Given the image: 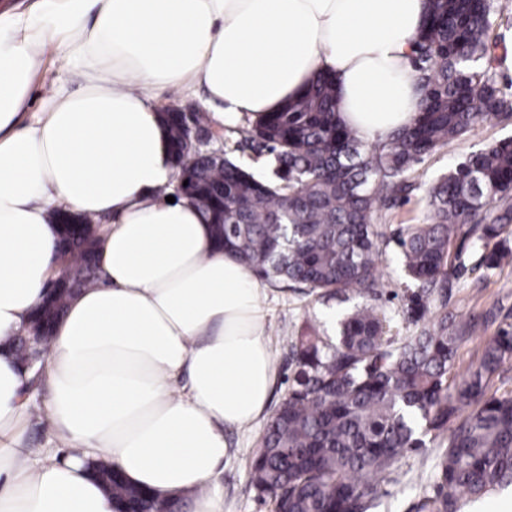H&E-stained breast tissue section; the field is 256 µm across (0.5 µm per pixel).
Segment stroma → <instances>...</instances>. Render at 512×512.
Segmentation results:
<instances>
[{"label":"stroma","mask_w":512,"mask_h":512,"mask_svg":"<svg viewBox=\"0 0 512 512\" xmlns=\"http://www.w3.org/2000/svg\"><path fill=\"white\" fill-rule=\"evenodd\" d=\"M500 14L494 23L489 40L488 57L501 86L512 85V71L502 67L501 60L512 47V0H496ZM245 120L211 122L212 137L205 143L208 151H221L234 162L245 165L256 175H271V156L268 151L244 147L242 134ZM512 135V124L490 119L478 125L465 137L454 141L426 157L414 166L408 181L411 191L396 206L382 209L373 222L381 234L384 251L380 273L386 283L379 299L380 305L399 321L404 333L417 330V323L408 321L407 309L412 290L403 275L397 238L407 224L424 220V197L428 186L467 154L504 136ZM462 266L452 277L442 294L434 295L431 308L447 307L462 319L478 320L479 328L457 352L456 369L465 371L475 361L486 338L512 325V266L484 274L478 267L479 254L470 243L460 246ZM267 336L277 367L272 404H279L287 395L295 366L291 360V338L304 324L316 325L324 334L331 335L335 327L326 319L327 312L337 313L352 309V302H324L309 295L306 290L287 288L283 284L267 282ZM266 419H259L242 428L227 430L232 448L231 457L224 463V512H274L269 498L253 488L250 463L266 427ZM446 447L436 441L427 447L406 452L396 463L393 482L382 485L372 512H421L424 497L433 493V472L437 457Z\"/></svg>","instance_id":"obj_1"}]
</instances>
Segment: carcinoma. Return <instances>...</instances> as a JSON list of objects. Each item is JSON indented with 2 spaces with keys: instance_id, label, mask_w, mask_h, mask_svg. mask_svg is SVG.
Masks as SVG:
<instances>
[{
  "instance_id": "cac0c4a2",
  "label": "carcinoma",
  "mask_w": 512,
  "mask_h": 512,
  "mask_svg": "<svg viewBox=\"0 0 512 512\" xmlns=\"http://www.w3.org/2000/svg\"><path fill=\"white\" fill-rule=\"evenodd\" d=\"M495 15V0H430L429 26L412 54L417 118L369 149L339 120L324 76L250 124L245 141L272 155V180L227 157L212 162L193 149L177 114L163 116L188 180L185 198L208 216L224 249L260 278L327 301L361 298L336 335L307 325L291 337L294 383L251 462V482L275 512H369L399 457L444 436L426 512H464L512 487V393L487 392L512 358V329L485 341L452 384L473 324L444 311L416 334L394 336V317L374 304L384 287L375 213L407 191L406 174L425 157L488 118L512 120V93L486 60ZM425 210L426 223L406 225L397 239L423 311L455 273L451 249L463 225L481 250L479 267L512 265V138L468 154L433 181ZM59 224V259L86 288L95 282L88 271L99 224L66 212Z\"/></svg>"
}]
</instances>
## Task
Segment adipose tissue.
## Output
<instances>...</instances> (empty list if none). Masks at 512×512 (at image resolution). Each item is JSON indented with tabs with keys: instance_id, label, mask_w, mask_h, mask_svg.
I'll return each mask as SVG.
<instances>
[{
	"instance_id": "ef3b65f1",
	"label": "adipose tissue",
	"mask_w": 512,
	"mask_h": 512,
	"mask_svg": "<svg viewBox=\"0 0 512 512\" xmlns=\"http://www.w3.org/2000/svg\"><path fill=\"white\" fill-rule=\"evenodd\" d=\"M429 0H30L0 11V512H114L89 461L192 512H224L225 429L276 381L266 288L186 199L160 119L204 88L219 121L264 118L317 74L342 123L386 140L417 115ZM80 78L33 92L48 66ZM109 219L98 281L55 327L41 412L66 457L28 448L32 372L7 342L58 269L59 207Z\"/></svg>"
}]
</instances>
